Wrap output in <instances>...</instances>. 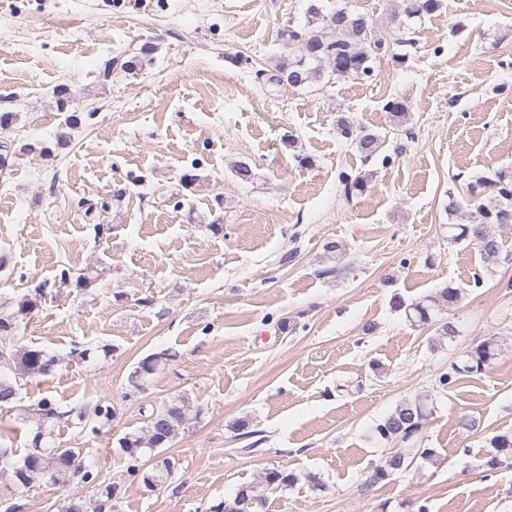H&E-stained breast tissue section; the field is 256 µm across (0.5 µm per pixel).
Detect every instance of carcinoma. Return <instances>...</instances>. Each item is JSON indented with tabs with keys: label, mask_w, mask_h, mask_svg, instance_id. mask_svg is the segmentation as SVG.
Wrapping results in <instances>:
<instances>
[{
	"label": "carcinoma",
	"mask_w": 512,
	"mask_h": 512,
	"mask_svg": "<svg viewBox=\"0 0 512 512\" xmlns=\"http://www.w3.org/2000/svg\"><path fill=\"white\" fill-rule=\"evenodd\" d=\"M442 7V0H403V15L408 18H421L436 13ZM306 26L301 31L290 34L292 45L296 46L293 56L277 67V74L271 80L299 87L319 80L324 76L356 78L370 76V61L374 53L381 50V43L368 41L371 23L367 16L341 8L327 15L323 14L317 0H312L308 10ZM384 109L389 113L390 121L400 126L405 122L409 111L407 102L393 98L388 100ZM341 134L353 138L361 154L370 159L381 149L384 139L381 136L360 128L354 133L349 127L341 128ZM338 182L345 198L350 199L363 193L367 178L360 172L344 170L338 175ZM494 196V205L487 207L480 203L485 192ZM478 204L483 221L479 224H453L452 239L455 241L471 238L481 254L487 258H496L501 252L500 243L488 229L490 224H512V175L499 172L492 178H484L467 185L465 198L451 199L448 207L459 211L464 205ZM461 300V289L444 288L437 295L423 302L406 305L396 296L392 307L396 310L407 308L423 323L431 322L443 334H455L453 324L443 318H437V312L449 309ZM495 356V346L484 342L464 352V360L452 364L448 371L438 376V386L442 389L459 379L482 373ZM170 359L167 353L147 357L134 371L135 387L142 388L147 376L155 373ZM55 358L39 348L25 349L11 357H5L0 351V366L15 369L22 375L34 376L48 372ZM18 399V389L7 374H0V410L11 408ZM188 406L184 399H176L153 411L149 416L147 433H127L119 440L120 448L126 458L124 480L139 481L141 485L154 491L164 485L174 475L175 462L165 457L160 463L146 467V463L158 455V449L165 447L178 434L187 421ZM60 418L58 408L45 399L35 412L36 428L26 448L22 460H12V451L0 448V467L13 470L17 484L25 487L36 476L49 478L56 482L61 475L78 477L84 483L95 484V499L89 504L81 499L72 498L62 507V512H106L114 507L112 486L116 482H97V477L89 469L76 463V452L71 448L56 445L55 423ZM77 418L82 423L110 421L112 408L106 400L97 402L92 408L81 410ZM425 420V410L419 403H403L387 415L377 426L376 434L382 441L398 440L414 445ZM490 455L484 463L490 471L512 465V432L498 434L490 439ZM411 465L404 453L397 452L387 457L377 466L371 475L372 482L386 480L402 474ZM266 484L273 488L286 487L294 483L293 474L280 469H270L265 473ZM266 501L254 494L251 487L241 488L236 496L224 502V512H266Z\"/></svg>",
	"instance_id": "obj_1"
}]
</instances>
